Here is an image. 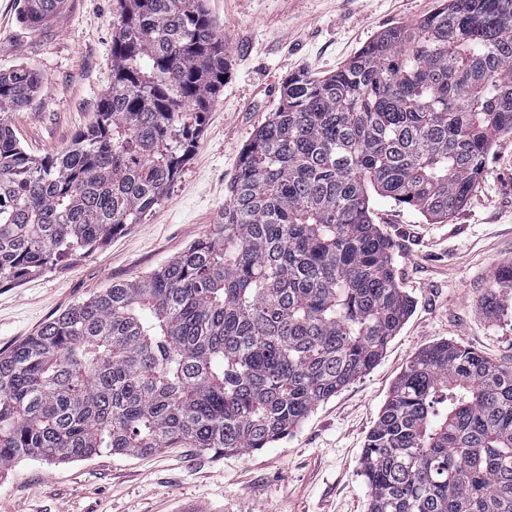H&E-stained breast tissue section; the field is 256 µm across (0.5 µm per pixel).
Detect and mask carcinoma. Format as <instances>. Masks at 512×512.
<instances>
[{"instance_id":"1","label":"carcinoma","mask_w":512,"mask_h":512,"mask_svg":"<svg viewBox=\"0 0 512 512\" xmlns=\"http://www.w3.org/2000/svg\"><path fill=\"white\" fill-rule=\"evenodd\" d=\"M36 27L62 0H23ZM112 83L54 155L10 116L42 79L0 69V282L104 246L166 199L227 70L205 0H118ZM512 133V0H442L336 73L288 78L240 152L221 223L135 283L0 353V473L103 450L266 448L376 365L412 308L370 192L450 218ZM512 298V264L485 298ZM369 512H512V368L419 352L363 455Z\"/></svg>"}]
</instances>
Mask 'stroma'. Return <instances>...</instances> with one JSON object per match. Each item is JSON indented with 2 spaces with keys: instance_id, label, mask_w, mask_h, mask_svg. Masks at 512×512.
<instances>
[{
  "instance_id": "1",
  "label": "stroma",
  "mask_w": 512,
  "mask_h": 512,
  "mask_svg": "<svg viewBox=\"0 0 512 512\" xmlns=\"http://www.w3.org/2000/svg\"><path fill=\"white\" fill-rule=\"evenodd\" d=\"M224 33L229 72L204 131L167 199L103 249L19 283H0V352L72 304L135 282L220 223L239 154L279 104L289 76L330 75L365 44L433 13L440 0H206ZM22 0H0V69L40 74L41 93L11 123L36 157L70 143L112 81L117 0H63L39 28ZM372 217L393 245L413 311L381 360L315 408L288 437L246 453L167 448L148 456L102 451L53 464L25 459L0 473V512H368L362 451L411 358L448 340L512 367V304L492 316L483 298L512 262V134L448 222L380 196Z\"/></svg>"
}]
</instances>
